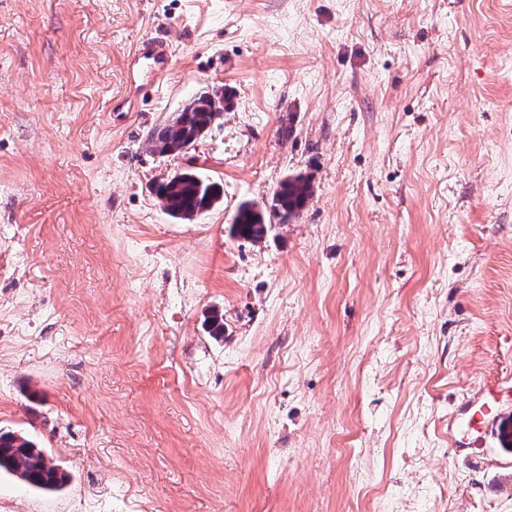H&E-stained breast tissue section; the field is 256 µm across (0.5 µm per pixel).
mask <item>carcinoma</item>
Instances as JSON below:
<instances>
[{"label": "carcinoma", "instance_id": "obj_1", "mask_svg": "<svg viewBox=\"0 0 512 512\" xmlns=\"http://www.w3.org/2000/svg\"><path fill=\"white\" fill-rule=\"evenodd\" d=\"M222 88L207 89L197 95L191 104L178 114V120L164 125L151 135L154 150L160 154L181 152L208 133L222 117L217 107ZM155 194L164 211L180 220H191L213 208L223 196L220 185L201 178L193 172L178 173L157 185ZM312 194L310 181L303 175L282 181L274 192L269 207L251 202L241 203L237 209L230 235L258 241L268 232L267 213L282 221L297 216ZM17 476L27 485L52 491L61 488L67 475L39 448L31 438L13 432L0 433V471Z\"/></svg>", "mask_w": 512, "mask_h": 512}]
</instances>
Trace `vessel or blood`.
Returning <instances> with one entry per match:
<instances>
[{"instance_id":"1","label":"vessel or blood","mask_w":512,"mask_h":512,"mask_svg":"<svg viewBox=\"0 0 512 512\" xmlns=\"http://www.w3.org/2000/svg\"><path fill=\"white\" fill-rule=\"evenodd\" d=\"M137 55L163 68L168 51L158 40L141 42ZM512 409V384L487 383L480 391L467 396L458 411L448 419V440L457 448L487 447L490 438L498 436V426Z\"/></svg>"}]
</instances>
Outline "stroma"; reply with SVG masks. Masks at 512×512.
I'll return each instance as SVG.
<instances>
[{
	"mask_svg": "<svg viewBox=\"0 0 512 512\" xmlns=\"http://www.w3.org/2000/svg\"><path fill=\"white\" fill-rule=\"evenodd\" d=\"M188 170L224 198L178 221ZM509 377L512 0H0V429L69 476L1 472L0 512H512L448 443ZM136 56L138 59L142 58L151 61L153 69L161 70L167 61L168 51L162 41L147 40L140 43ZM221 96L227 104L224 88L207 89L197 95L188 107L179 112L177 121L164 125L151 135L154 150L161 154L181 152L208 133L224 115L219 105ZM155 194L169 216L191 220L213 208L222 198L223 190L215 182L186 171L157 185ZM311 194V183L305 176L289 177L274 192L269 204V214L272 213L280 221H287L305 208ZM267 212V206L259 207L248 201L241 203L230 226V235L248 241L262 239L272 226L271 221L267 222Z\"/></svg>",
	"mask_w": 512,
	"mask_h": 512,
	"instance_id": "obj_1",
	"label": "stroma"
}]
</instances>
